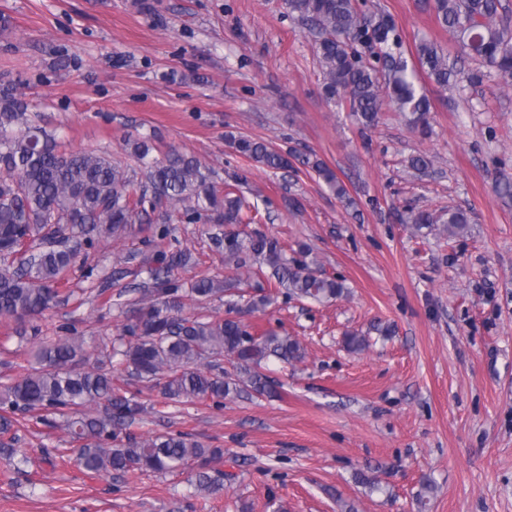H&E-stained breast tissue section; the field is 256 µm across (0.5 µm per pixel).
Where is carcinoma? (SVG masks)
<instances>
[{
  "mask_svg": "<svg viewBox=\"0 0 512 512\" xmlns=\"http://www.w3.org/2000/svg\"><path fill=\"white\" fill-rule=\"evenodd\" d=\"M286 5L316 37L327 101L349 106L365 129L376 126L392 105L425 132L431 104L418 85L420 73L440 87L455 76L441 47L421 40L415 44V63H408L392 19L369 11L364 0H287ZM499 8L500 0H435L437 22L463 53L511 83L512 25L500 18ZM360 46L371 51L374 62L363 58ZM27 110V102L13 90L0 91L1 322L23 327L44 316L79 255L126 235L136 224L164 241L174 220L254 223V217H245L250 205L240 191L248 182L244 174L225 183L220 194L210 169L198 158L171 149L163 160L150 162L154 147L137 139L132 148L143 161L144 181L136 188L125 167L97 150L62 151L54 137L28 125L8 132ZM229 144L269 169H284L288 157H299L336 195H345L336 175L313 155L273 150L261 140L232 138ZM406 221L420 230L435 218L412 209ZM469 223L467 211H448V237L465 233ZM308 253L301 245L297 256L289 258L276 237L224 231V265L237 279H250L267 267L288 297L321 303L343 296V282L319 274L306 261ZM191 258L185 249L157 253L154 286L130 303V316L112 346H91L72 328L64 335L39 337L30 370L0 385V434L13 426L9 413L40 412L44 420L58 416V427L82 442L79 461L90 472L190 468L197 491H214L213 465L224 458L223 449L207 448L182 433L128 431L147 407L120 393L112 379L113 359L139 379L160 382L162 395L171 401L217 402L231 394L282 395L281 384L261 368L271 358L298 360L303 348L295 338L275 329L258 331L232 316L183 315L182 288L171 273ZM189 292L199 304L224 295L230 313L244 298L230 278L201 277ZM226 359L235 373L224 370Z\"/></svg>",
  "mask_w": 512,
  "mask_h": 512,
  "instance_id": "obj_1",
  "label": "carcinoma"
}]
</instances>
